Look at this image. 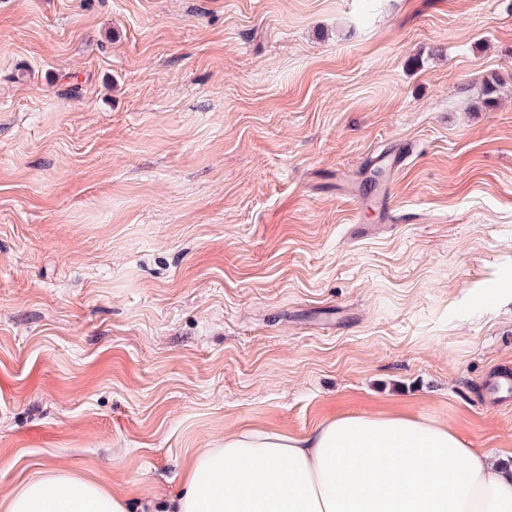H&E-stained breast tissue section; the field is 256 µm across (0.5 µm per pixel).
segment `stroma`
I'll list each match as a JSON object with an SVG mask.
<instances>
[{"label": "stroma", "instance_id": "1", "mask_svg": "<svg viewBox=\"0 0 512 512\" xmlns=\"http://www.w3.org/2000/svg\"><path fill=\"white\" fill-rule=\"evenodd\" d=\"M502 379L512 0H0V502L335 414L512 452Z\"/></svg>", "mask_w": 512, "mask_h": 512}]
</instances>
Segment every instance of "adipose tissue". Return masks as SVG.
<instances>
[{
  "label": "adipose tissue",
  "mask_w": 512,
  "mask_h": 512,
  "mask_svg": "<svg viewBox=\"0 0 512 512\" xmlns=\"http://www.w3.org/2000/svg\"><path fill=\"white\" fill-rule=\"evenodd\" d=\"M5 512H130L104 484L49 471ZM158 512H512V457L447 425L338 414L304 437L255 428L198 453Z\"/></svg>",
  "instance_id": "1"
}]
</instances>
